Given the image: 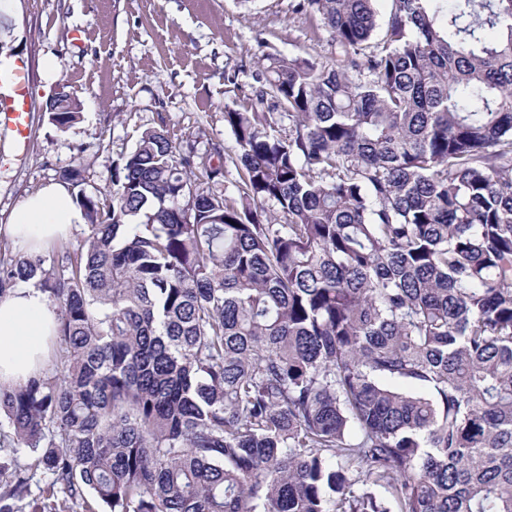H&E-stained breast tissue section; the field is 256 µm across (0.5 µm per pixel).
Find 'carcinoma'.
<instances>
[{
  "label": "carcinoma",
  "mask_w": 512,
  "mask_h": 512,
  "mask_svg": "<svg viewBox=\"0 0 512 512\" xmlns=\"http://www.w3.org/2000/svg\"><path fill=\"white\" fill-rule=\"evenodd\" d=\"M373 2L299 0L333 50L264 55L235 154L147 128L77 247L0 256L59 321L0 512H512V0Z\"/></svg>",
  "instance_id": "1"
}]
</instances>
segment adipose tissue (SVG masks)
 I'll return each instance as SVG.
<instances>
[{"mask_svg":"<svg viewBox=\"0 0 512 512\" xmlns=\"http://www.w3.org/2000/svg\"><path fill=\"white\" fill-rule=\"evenodd\" d=\"M83 214L67 185L50 184L26 196L0 232L27 254H35L82 223ZM57 315L33 284L19 285L0 297V386L10 387L40 372Z\"/></svg>","mask_w":512,"mask_h":512,"instance_id":"obj_1","label":"adipose tissue"}]
</instances>
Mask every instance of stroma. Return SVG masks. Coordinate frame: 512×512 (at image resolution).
Here are the masks:
<instances>
[{
    "mask_svg": "<svg viewBox=\"0 0 512 512\" xmlns=\"http://www.w3.org/2000/svg\"><path fill=\"white\" fill-rule=\"evenodd\" d=\"M296 2L10 0L12 26L0 40L29 69L33 110L23 151L0 128V225L65 167L82 170L85 193L111 189L114 167L147 128L166 129L181 154L217 142L235 153L224 111L262 87L263 54L330 50L327 28L294 11ZM62 91L81 105L63 130L46 110Z\"/></svg>",
    "mask_w": 512,
    "mask_h": 512,
    "instance_id": "1",
    "label": "stroma"
}]
</instances>
